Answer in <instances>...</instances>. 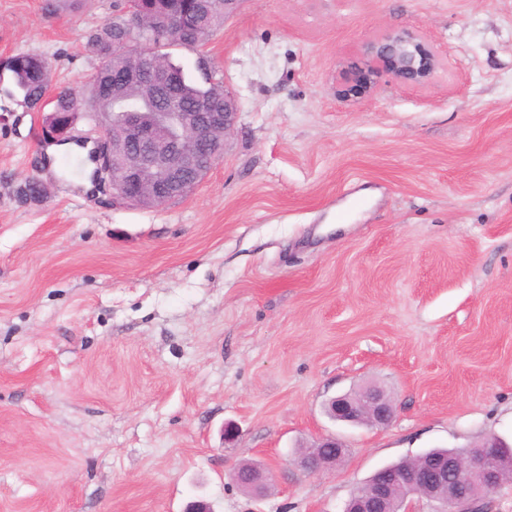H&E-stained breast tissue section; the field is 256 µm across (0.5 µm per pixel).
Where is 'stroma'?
Returning a JSON list of instances; mask_svg holds the SVG:
<instances>
[{
  "mask_svg": "<svg viewBox=\"0 0 512 512\" xmlns=\"http://www.w3.org/2000/svg\"><path fill=\"white\" fill-rule=\"evenodd\" d=\"M113 3L0 0V57L78 85ZM389 29L447 72L338 99ZM206 50L238 118L157 209L54 171L42 113L0 93V512H343L386 464L512 443V0H243ZM29 176L40 202L16 197ZM369 384L389 426L327 415ZM326 436L344 459L304 470ZM252 461L261 499L232 479Z\"/></svg>",
  "mask_w": 512,
  "mask_h": 512,
  "instance_id": "obj_1",
  "label": "stroma"
}]
</instances>
